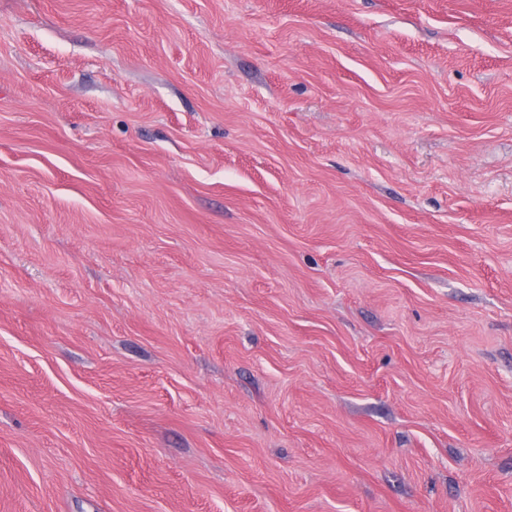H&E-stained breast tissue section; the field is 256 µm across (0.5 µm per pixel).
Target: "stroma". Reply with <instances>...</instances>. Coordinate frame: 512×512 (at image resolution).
<instances>
[{
    "instance_id": "obj_1",
    "label": "stroma",
    "mask_w": 512,
    "mask_h": 512,
    "mask_svg": "<svg viewBox=\"0 0 512 512\" xmlns=\"http://www.w3.org/2000/svg\"><path fill=\"white\" fill-rule=\"evenodd\" d=\"M0 512H512V0H0Z\"/></svg>"
}]
</instances>
